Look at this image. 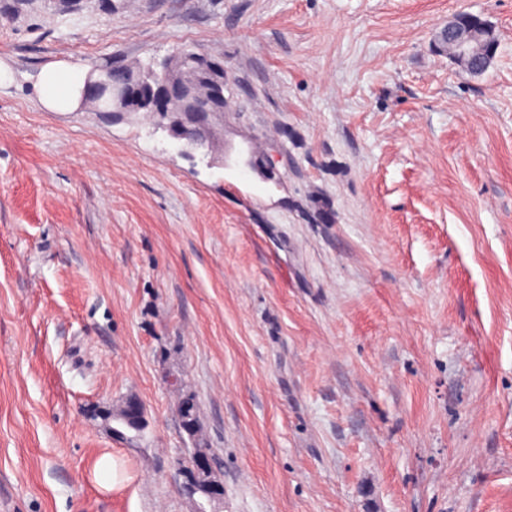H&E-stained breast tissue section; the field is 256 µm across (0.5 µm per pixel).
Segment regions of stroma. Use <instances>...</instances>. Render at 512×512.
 <instances>
[{"label": "stroma", "instance_id": "stroma-1", "mask_svg": "<svg viewBox=\"0 0 512 512\" xmlns=\"http://www.w3.org/2000/svg\"><path fill=\"white\" fill-rule=\"evenodd\" d=\"M182 47L224 60L197 142L41 103ZM0 64V512H512V0H0ZM454 26L464 35H477L472 42V54L479 59L480 65L476 68H463L471 74L484 73L494 62L498 49V39L494 28L480 15L459 13L454 17ZM471 35L469 39H472ZM88 77L87 69L65 63L45 67L39 80V95L51 112H72L80 105ZM191 469L197 477V484L189 485V489L194 494L200 490L210 489L212 479V458L205 450H196L191 456ZM96 483L103 489L110 490L121 479V469L118 460L112 455L101 457L95 467Z\"/></svg>", "mask_w": 512, "mask_h": 512}]
</instances>
